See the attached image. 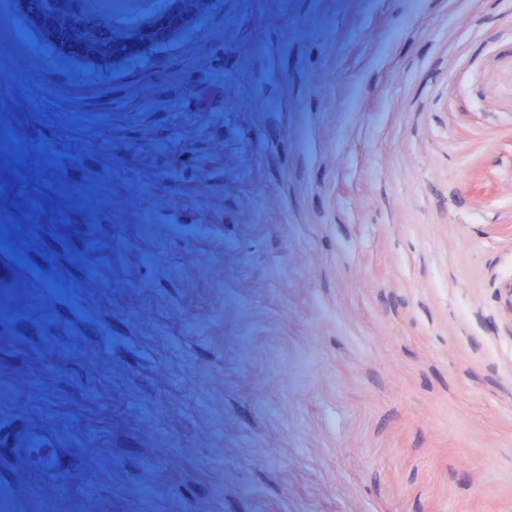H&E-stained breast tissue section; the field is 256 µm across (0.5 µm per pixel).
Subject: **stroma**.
Listing matches in <instances>:
<instances>
[{
  "label": "stroma",
  "instance_id": "35a3bbf8",
  "mask_svg": "<svg viewBox=\"0 0 512 512\" xmlns=\"http://www.w3.org/2000/svg\"><path fill=\"white\" fill-rule=\"evenodd\" d=\"M2 14L0 428L66 456L0 512H512V0H194L108 72Z\"/></svg>",
  "mask_w": 512,
  "mask_h": 512
}]
</instances>
